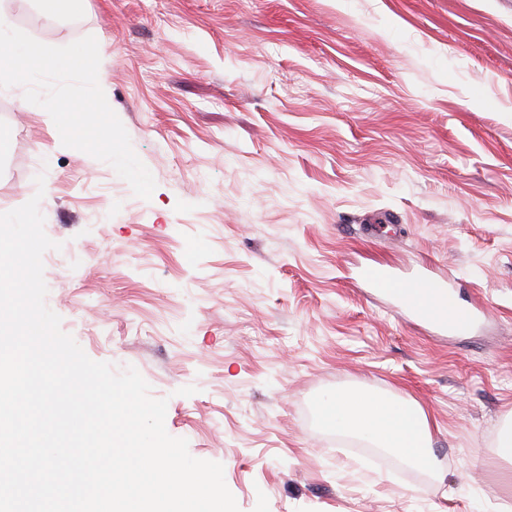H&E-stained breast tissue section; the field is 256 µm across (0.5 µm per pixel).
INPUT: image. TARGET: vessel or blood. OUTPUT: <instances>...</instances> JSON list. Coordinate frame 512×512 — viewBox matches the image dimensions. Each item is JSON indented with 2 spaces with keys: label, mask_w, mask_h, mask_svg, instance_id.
<instances>
[{
  "label": "vessel or blood",
  "mask_w": 512,
  "mask_h": 512,
  "mask_svg": "<svg viewBox=\"0 0 512 512\" xmlns=\"http://www.w3.org/2000/svg\"><path fill=\"white\" fill-rule=\"evenodd\" d=\"M377 293L390 298L398 310L411 314L424 325L451 333H464L478 320L477 309L460 305L448 283L420 272L399 276L370 267L361 274Z\"/></svg>",
  "instance_id": "1"
}]
</instances>
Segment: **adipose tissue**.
Returning a JSON list of instances; mask_svg holds the SVG:
<instances>
[{"label": "adipose tissue", "instance_id": "adipose-tissue-1", "mask_svg": "<svg viewBox=\"0 0 512 512\" xmlns=\"http://www.w3.org/2000/svg\"><path fill=\"white\" fill-rule=\"evenodd\" d=\"M317 412L321 429L366 437L423 470L436 465L429 421L416 404L339 392L318 398Z\"/></svg>", "mask_w": 512, "mask_h": 512}]
</instances>
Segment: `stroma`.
I'll return each mask as SVG.
<instances>
[{
	"instance_id": "stroma-1",
	"label": "stroma",
	"mask_w": 512,
	"mask_h": 512,
	"mask_svg": "<svg viewBox=\"0 0 512 512\" xmlns=\"http://www.w3.org/2000/svg\"><path fill=\"white\" fill-rule=\"evenodd\" d=\"M98 42L150 200L0 91V213L43 191L47 306L134 367L239 512H508L512 0H0ZM43 184H36V177ZM430 264L479 329L438 334L361 271ZM360 389L429 415L440 474L320 431Z\"/></svg>"
}]
</instances>
